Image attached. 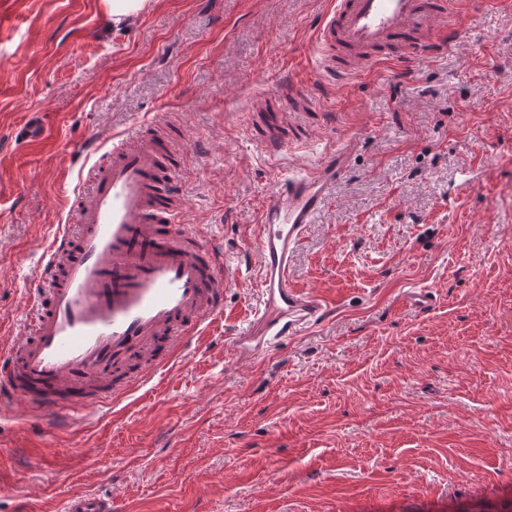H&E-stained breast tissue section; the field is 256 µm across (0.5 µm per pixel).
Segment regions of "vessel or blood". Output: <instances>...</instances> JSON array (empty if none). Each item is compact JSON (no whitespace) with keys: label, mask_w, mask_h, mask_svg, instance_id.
Segmentation results:
<instances>
[{"label":"vessel or blood","mask_w":512,"mask_h":512,"mask_svg":"<svg viewBox=\"0 0 512 512\" xmlns=\"http://www.w3.org/2000/svg\"><path fill=\"white\" fill-rule=\"evenodd\" d=\"M450 0H329L315 33L326 53L319 80L347 82L368 67L421 53L433 24L447 26ZM44 134L39 114L14 133L21 143ZM89 139L77 146L93 158L90 190H77L75 226H62L46 250L44 271L29 296L31 327L0 356V404L19 399L40 412L70 413L121 403L170 358L199 341L222 318L224 251L175 207L166 135L123 133L108 161ZM350 153H331L304 173L282 178L255 226L262 299L235 337L250 356L265 352L320 318L313 293L290 278L294 252ZM65 512H118L112 499L88 494Z\"/></svg>","instance_id":"obj_1"}]
</instances>
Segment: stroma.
Masks as SVG:
<instances>
[{
	"label": "stroma",
	"mask_w": 512,
	"mask_h": 512,
	"mask_svg": "<svg viewBox=\"0 0 512 512\" xmlns=\"http://www.w3.org/2000/svg\"><path fill=\"white\" fill-rule=\"evenodd\" d=\"M326 0H0V352L74 223L75 144L171 121L183 221L227 257L224 317L120 412H0V512H512V0H460L446 46L316 82ZM306 91L291 97L289 86ZM41 113L46 135L13 132ZM269 139L290 142L281 153ZM290 267L327 313L261 359L254 226L346 146ZM435 297L426 312L410 287ZM105 15L112 24H118L124 19L140 12L145 0H102ZM123 510L112 498L99 495H80L68 500L65 512H117Z\"/></svg>",
	"instance_id": "obj_1"
}]
</instances>
